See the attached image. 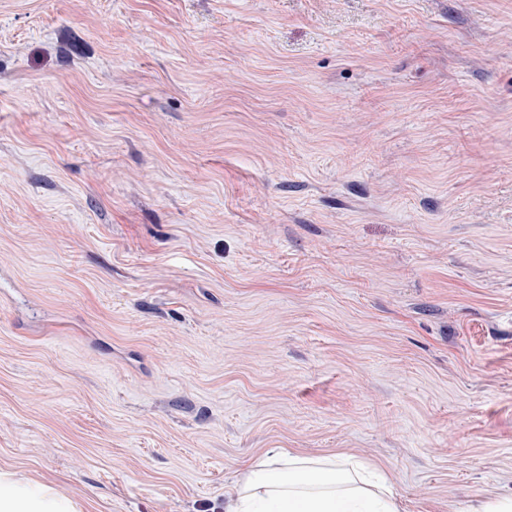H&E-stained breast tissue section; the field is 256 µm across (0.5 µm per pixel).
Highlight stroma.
<instances>
[{
	"label": "stroma",
	"mask_w": 512,
	"mask_h": 512,
	"mask_svg": "<svg viewBox=\"0 0 512 512\" xmlns=\"http://www.w3.org/2000/svg\"><path fill=\"white\" fill-rule=\"evenodd\" d=\"M267 448L512 492V0H0V467L224 512Z\"/></svg>",
	"instance_id": "obj_1"
}]
</instances>
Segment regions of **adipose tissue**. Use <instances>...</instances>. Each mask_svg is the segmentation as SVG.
I'll return each instance as SVG.
<instances>
[{
  "label": "adipose tissue",
  "instance_id": "1",
  "mask_svg": "<svg viewBox=\"0 0 512 512\" xmlns=\"http://www.w3.org/2000/svg\"><path fill=\"white\" fill-rule=\"evenodd\" d=\"M0 512H78L46 484L0 468ZM224 512H399L394 483L353 458H312L284 448L261 453L224 493Z\"/></svg>",
  "mask_w": 512,
  "mask_h": 512
}]
</instances>
